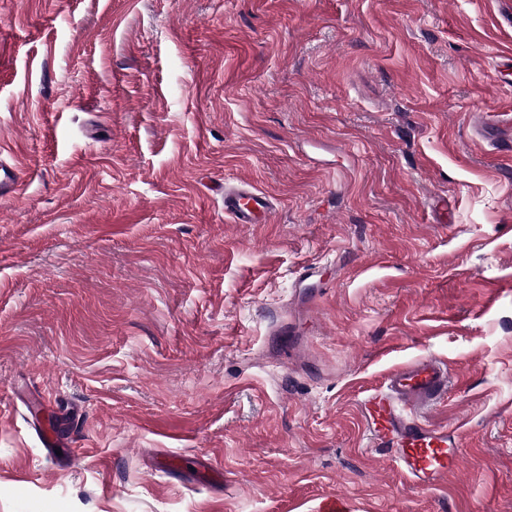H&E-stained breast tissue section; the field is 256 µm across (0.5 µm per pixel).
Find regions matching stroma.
Returning a JSON list of instances; mask_svg holds the SVG:
<instances>
[{"mask_svg": "<svg viewBox=\"0 0 512 512\" xmlns=\"http://www.w3.org/2000/svg\"><path fill=\"white\" fill-rule=\"evenodd\" d=\"M503 10L0 0V512H512V167L476 134L512 115ZM425 354L435 490L357 405ZM268 196L256 189L224 190V211L237 224H259L270 211Z\"/></svg>", "mask_w": 512, "mask_h": 512, "instance_id": "35a3bbf8", "label": "stroma"}]
</instances>
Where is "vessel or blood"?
<instances>
[{
	"mask_svg": "<svg viewBox=\"0 0 512 512\" xmlns=\"http://www.w3.org/2000/svg\"><path fill=\"white\" fill-rule=\"evenodd\" d=\"M224 210L235 223L256 224L269 213L270 201L256 189H228ZM447 392L445 364L426 354L393 367L359 401L369 446L385 449L397 472L420 489L446 485L460 460L454 437L426 417Z\"/></svg>",
	"mask_w": 512,
	"mask_h": 512,
	"instance_id": "b4317fda",
	"label": "vessel or blood"
}]
</instances>
